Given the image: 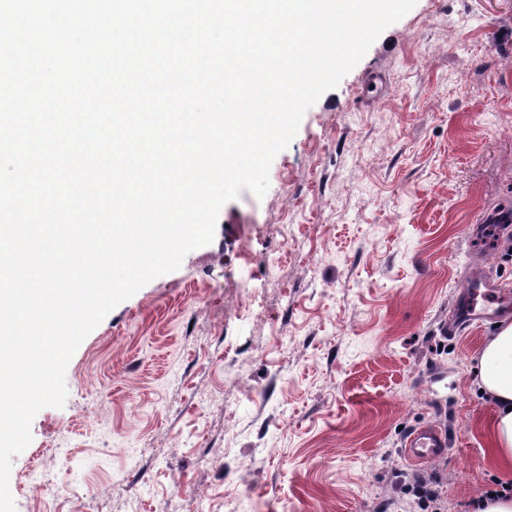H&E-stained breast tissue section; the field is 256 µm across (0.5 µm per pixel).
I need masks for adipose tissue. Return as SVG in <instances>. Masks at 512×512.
<instances>
[{
	"mask_svg": "<svg viewBox=\"0 0 512 512\" xmlns=\"http://www.w3.org/2000/svg\"><path fill=\"white\" fill-rule=\"evenodd\" d=\"M477 385L494 407L484 434L498 467L512 474V322L499 324L476 363Z\"/></svg>",
	"mask_w": 512,
	"mask_h": 512,
	"instance_id": "adipose-tissue-1",
	"label": "adipose tissue"
}]
</instances>
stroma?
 I'll return each mask as SVG.
<instances>
[{
    "label": "stroma",
    "instance_id": "1",
    "mask_svg": "<svg viewBox=\"0 0 512 512\" xmlns=\"http://www.w3.org/2000/svg\"><path fill=\"white\" fill-rule=\"evenodd\" d=\"M510 125L512 0H417L306 111L265 196L82 341L13 460L15 512H194L195 490L211 512H415L421 480L472 512L504 480L472 373L498 322L443 326L475 267L512 287V240L482 230L512 207ZM425 422L447 449L415 466ZM447 441L442 430L434 424L413 428L403 440L404 455L418 465L429 463L442 456Z\"/></svg>",
    "mask_w": 512,
    "mask_h": 512
}]
</instances>
